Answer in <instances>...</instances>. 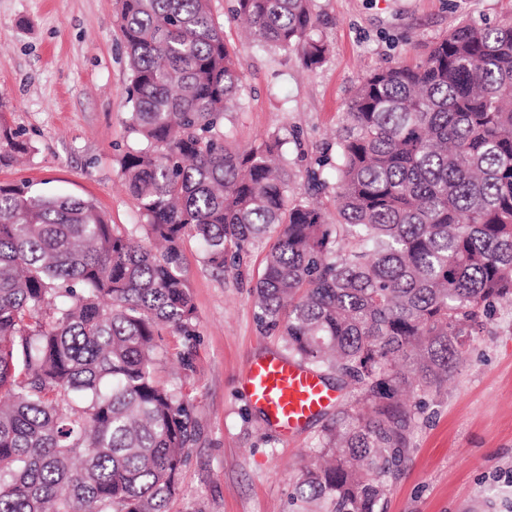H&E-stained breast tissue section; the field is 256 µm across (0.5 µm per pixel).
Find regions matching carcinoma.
I'll list each match as a JSON object with an SVG mask.
<instances>
[{"mask_svg": "<svg viewBox=\"0 0 512 512\" xmlns=\"http://www.w3.org/2000/svg\"><path fill=\"white\" fill-rule=\"evenodd\" d=\"M123 157L139 239L80 198L0 185V512H169L192 404L155 376L161 330L191 342L185 237L224 272L271 239L253 286L291 355L347 379L291 499L379 512L416 421L489 308L512 300V21L462 22L415 64L373 70L337 135L334 212L289 201L285 142L221 130L242 79L210 0H121ZM256 46L309 68L312 0H235ZM0 121V167L30 153Z\"/></svg>", "mask_w": 512, "mask_h": 512, "instance_id": "cac0c4a2", "label": "carcinoma"}]
</instances>
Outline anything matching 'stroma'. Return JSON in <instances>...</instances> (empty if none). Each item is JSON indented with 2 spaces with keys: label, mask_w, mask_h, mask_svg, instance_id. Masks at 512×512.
Segmentation results:
<instances>
[{
  "label": "stroma",
  "mask_w": 512,
  "mask_h": 512,
  "mask_svg": "<svg viewBox=\"0 0 512 512\" xmlns=\"http://www.w3.org/2000/svg\"><path fill=\"white\" fill-rule=\"evenodd\" d=\"M234 0H211L242 77L224 132L246 146L268 133L286 139L300 198L311 173L331 180L336 133L355 88L373 69L418 62L461 21L512 17V0H313L324 61L306 70L297 52L261 49L243 37ZM119 0H0V117L31 143L23 163L0 167V184L24 182L49 197L91 201L111 223L140 222L121 160L129 134L130 72ZM267 243L218 274L195 239L183 262L197 313L195 342L163 331L157 377L194 404L199 434L187 450L170 512H305L290 494L321 454L339 407L283 439L247 405L246 365L284 352L256 318L253 286ZM417 421L381 512H512V303H494L485 329L440 393L417 397Z\"/></svg>",
  "instance_id": "1"
}]
</instances>
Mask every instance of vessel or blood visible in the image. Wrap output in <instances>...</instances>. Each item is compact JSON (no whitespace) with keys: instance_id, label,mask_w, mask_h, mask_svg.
Returning <instances> with one entry per match:
<instances>
[{"instance_id":"obj_1","label":"vessel or blood","mask_w":512,"mask_h":512,"mask_svg":"<svg viewBox=\"0 0 512 512\" xmlns=\"http://www.w3.org/2000/svg\"><path fill=\"white\" fill-rule=\"evenodd\" d=\"M244 391L267 424L287 439L335 400L332 389L317 372L275 352L265 353L247 365Z\"/></svg>"}]
</instances>
